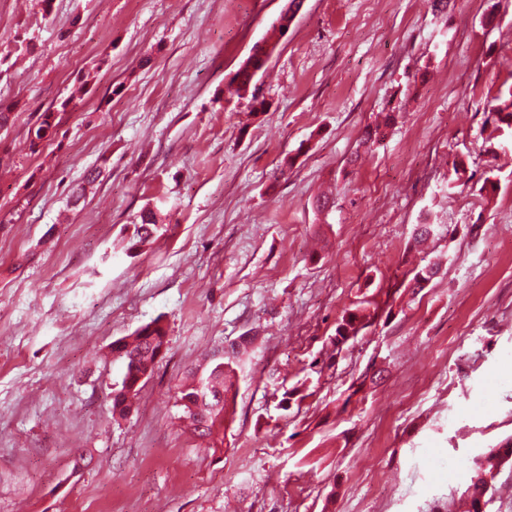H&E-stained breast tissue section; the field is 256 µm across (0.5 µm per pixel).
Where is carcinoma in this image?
Returning a JSON list of instances; mask_svg holds the SVG:
<instances>
[{"instance_id": "cac0c4a2", "label": "carcinoma", "mask_w": 512, "mask_h": 512, "mask_svg": "<svg viewBox=\"0 0 512 512\" xmlns=\"http://www.w3.org/2000/svg\"><path fill=\"white\" fill-rule=\"evenodd\" d=\"M254 76V65L248 58L233 76L237 91L247 92ZM488 112L497 129L512 136V110L507 112L505 108L491 103ZM54 121L52 109L48 108L40 114L37 125L29 129L32 150H38L41 142L55 127ZM394 121V113H384L380 122L366 126L359 146L369 150L383 142ZM164 230L166 225L157 222L154 211L150 208L143 209L139 214V221L132 224L131 235L125 239L126 253H137ZM440 269L439 262L413 269L410 271V287L422 290L439 274ZM378 315V303L364 297L342 315L336 327V335L363 329L372 324ZM249 344L250 341L244 338L224 347L223 361H212L199 366L191 372V381L178 388L177 402L182 407L184 416L190 421L192 433L197 437L213 439L218 435L219 429L224 427L238 390L237 368L240 355ZM167 347L168 328L159 317L138 327L131 335L112 342V355L125 363L121 381L112 392V416L122 418L130 412L146 380L164 357ZM491 455L495 457V463L484 465L477 461L474 464L470 482L462 492L468 505L466 512H487L496 470L504 465H512V439L492 449Z\"/></svg>"}]
</instances>
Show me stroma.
I'll return each mask as SVG.
<instances>
[{
	"label": "stroma",
	"mask_w": 512,
	"mask_h": 512,
	"mask_svg": "<svg viewBox=\"0 0 512 512\" xmlns=\"http://www.w3.org/2000/svg\"><path fill=\"white\" fill-rule=\"evenodd\" d=\"M285 4L0 0V512H460L475 460L512 438V137L485 153L488 100L512 102V0H304L250 96L230 95ZM458 159L474 177L452 188ZM147 206L169 230L127 255ZM424 219L446 231L420 251ZM439 253L452 263L408 291ZM367 293L390 316L328 360ZM158 317L168 352L113 418L109 347ZM251 329L208 450L177 387ZM53 108H47L39 116V122L34 128L29 129L30 148L33 151L38 150L41 142L47 138L51 130L56 126L54 124L55 116ZM395 121L394 112L384 113L383 119L374 125H368L362 132L358 147L366 148L367 150L380 144L385 140L388 134V129L393 126Z\"/></svg>",
	"instance_id": "35a3bbf8"
}]
</instances>
